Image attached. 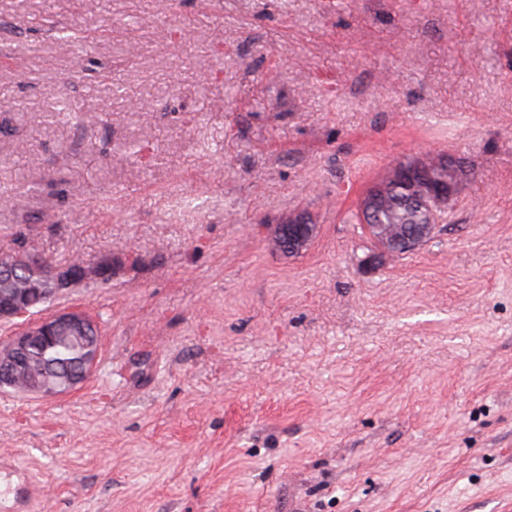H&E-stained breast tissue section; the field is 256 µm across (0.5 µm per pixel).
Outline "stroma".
<instances>
[{
  "instance_id": "1",
  "label": "stroma",
  "mask_w": 512,
  "mask_h": 512,
  "mask_svg": "<svg viewBox=\"0 0 512 512\" xmlns=\"http://www.w3.org/2000/svg\"><path fill=\"white\" fill-rule=\"evenodd\" d=\"M429 150L449 213L378 254L358 205ZM21 250L112 280L40 308L100 357L0 392V512H512V0H0ZM444 157L448 158V155L440 154L439 156L428 160L426 162L427 164H424L425 167L427 166L430 168V171L427 173L431 174L432 177L434 178V181L436 182L444 183V181L447 179V181H449L450 183H453L455 185L459 184L463 174L465 173L464 166L460 161H458L459 172L448 171V159L447 166H444L442 164V159ZM436 160H438V162H436ZM314 230L315 225L305 224L301 216L289 219L288 224L278 225L274 242L277 247L298 253L308 245Z\"/></svg>"
}]
</instances>
